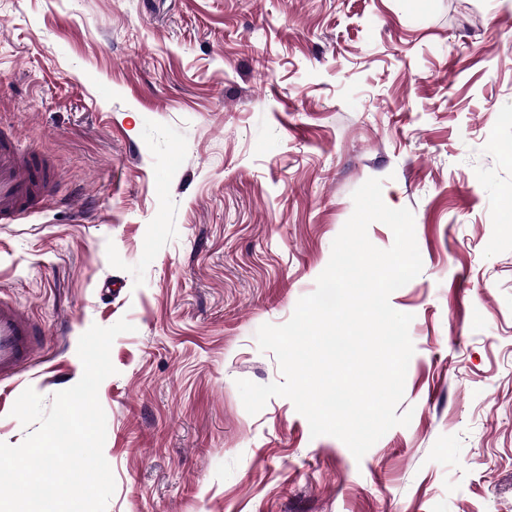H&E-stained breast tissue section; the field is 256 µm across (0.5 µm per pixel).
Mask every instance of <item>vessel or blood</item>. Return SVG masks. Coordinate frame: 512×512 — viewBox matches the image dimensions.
I'll return each mask as SVG.
<instances>
[{
  "mask_svg": "<svg viewBox=\"0 0 512 512\" xmlns=\"http://www.w3.org/2000/svg\"><path fill=\"white\" fill-rule=\"evenodd\" d=\"M58 180L50 158L21 149L0 130V224L41 213L57 199ZM42 345L43 334L29 313L0 295V382L19 376Z\"/></svg>",
  "mask_w": 512,
  "mask_h": 512,
  "instance_id": "obj_1",
  "label": "vessel or blood"
}]
</instances>
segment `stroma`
Returning <instances> with one entry per match:
<instances>
[{"mask_svg": "<svg viewBox=\"0 0 512 512\" xmlns=\"http://www.w3.org/2000/svg\"><path fill=\"white\" fill-rule=\"evenodd\" d=\"M0 127L62 174L0 225V290L46 333L0 382V442L124 319L106 512H512V0H0ZM371 178L423 268L390 296L411 422L358 460L236 382L282 381L256 332L314 291Z\"/></svg>", "mask_w": 512, "mask_h": 512, "instance_id": "1", "label": "stroma"}]
</instances>
